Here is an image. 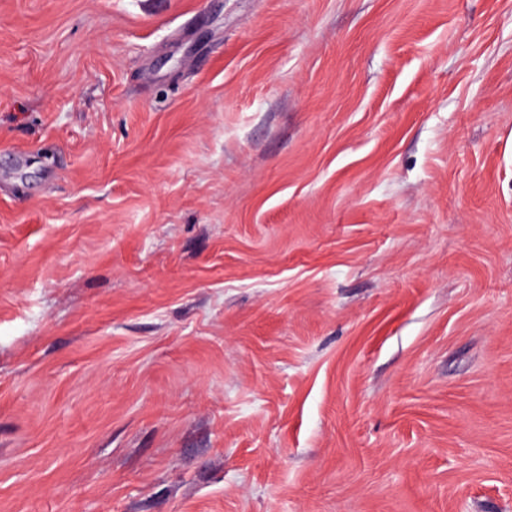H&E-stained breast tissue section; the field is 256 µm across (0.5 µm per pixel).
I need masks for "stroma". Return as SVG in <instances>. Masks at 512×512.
I'll return each mask as SVG.
<instances>
[{
    "label": "stroma",
    "mask_w": 512,
    "mask_h": 512,
    "mask_svg": "<svg viewBox=\"0 0 512 512\" xmlns=\"http://www.w3.org/2000/svg\"><path fill=\"white\" fill-rule=\"evenodd\" d=\"M0 512H512V0H0Z\"/></svg>",
    "instance_id": "obj_1"
}]
</instances>
